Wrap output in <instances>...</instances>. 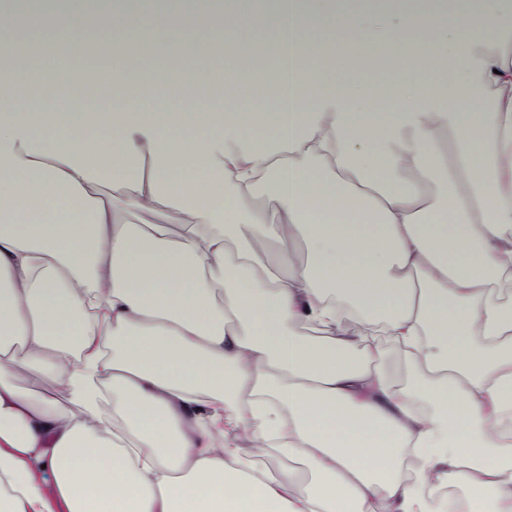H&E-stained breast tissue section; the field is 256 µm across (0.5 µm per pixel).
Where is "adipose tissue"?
<instances>
[{
	"label": "adipose tissue",
	"mask_w": 512,
	"mask_h": 512,
	"mask_svg": "<svg viewBox=\"0 0 512 512\" xmlns=\"http://www.w3.org/2000/svg\"><path fill=\"white\" fill-rule=\"evenodd\" d=\"M146 2L0 10V512H512V18ZM91 29L109 106H53L28 63Z\"/></svg>",
	"instance_id": "adipose-tissue-1"
}]
</instances>
